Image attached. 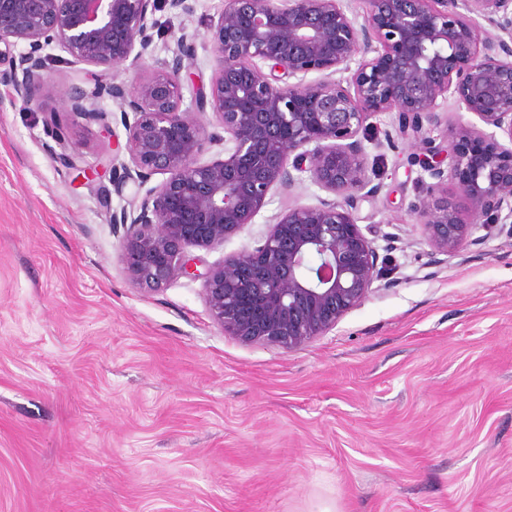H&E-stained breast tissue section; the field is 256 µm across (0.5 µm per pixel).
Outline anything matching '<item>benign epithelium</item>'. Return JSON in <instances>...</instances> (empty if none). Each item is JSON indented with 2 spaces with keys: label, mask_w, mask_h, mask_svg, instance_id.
Wrapping results in <instances>:
<instances>
[{
  "label": "benign epithelium",
  "mask_w": 512,
  "mask_h": 512,
  "mask_svg": "<svg viewBox=\"0 0 512 512\" xmlns=\"http://www.w3.org/2000/svg\"><path fill=\"white\" fill-rule=\"evenodd\" d=\"M164 3L190 9L186 0H0V43L26 46L12 61V102L39 105L43 51L53 44L75 64L115 71L137 62L163 35L155 14ZM365 3L360 20L347 0H224L208 29L218 68L193 108L183 106L182 73L195 57L185 35L165 71L107 87L129 156L108 160L113 191L167 174L137 215L112 214L125 227L133 285L156 292L196 275L188 248L224 245L254 223L271 192L305 174L333 198L276 215L262 244L202 274V294L214 322L246 344L290 351L325 335L391 272L355 214L359 198L379 191L359 134L385 113L398 114L388 145L411 137L448 159L445 169L422 164L433 183L415 206L435 251L456 254L512 224V0ZM313 72L324 77L307 80ZM450 98L477 122L441 129ZM65 103L112 135L83 88L73 86ZM206 112L224 130V151L201 163ZM44 123L65 145L58 113ZM450 183L459 194H448Z\"/></svg>",
  "instance_id": "7a95c632"
}]
</instances>
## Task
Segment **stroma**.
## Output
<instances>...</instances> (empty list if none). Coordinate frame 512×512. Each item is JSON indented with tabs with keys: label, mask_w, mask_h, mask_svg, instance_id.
Returning <instances> with one entry per match:
<instances>
[{
	"label": "stroma",
	"mask_w": 512,
	"mask_h": 512,
	"mask_svg": "<svg viewBox=\"0 0 512 512\" xmlns=\"http://www.w3.org/2000/svg\"><path fill=\"white\" fill-rule=\"evenodd\" d=\"M192 4L158 14L195 42L187 100L217 69L224 0ZM19 51L0 44V512H512V235L432 251L414 214L423 150L382 144L396 114L360 134L380 189L357 214L397 283L303 346L247 345L211 318L201 274L322 190L273 192L223 247L188 249L198 277L143 291L111 216L165 175L113 192L103 156L127 134L97 91L112 71L49 47L31 110L9 102ZM74 84L110 132L66 114Z\"/></svg>",
	"instance_id": "1"
}]
</instances>
